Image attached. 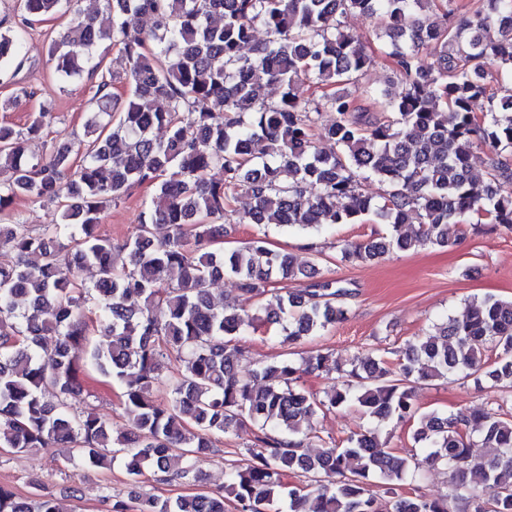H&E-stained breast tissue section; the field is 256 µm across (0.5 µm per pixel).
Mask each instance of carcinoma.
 I'll return each mask as SVG.
<instances>
[{"label":"carcinoma","mask_w":512,"mask_h":512,"mask_svg":"<svg viewBox=\"0 0 512 512\" xmlns=\"http://www.w3.org/2000/svg\"><path fill=\"white\" fill-rule=\"evenodd\" d=\"M78 2L19 0L22 23L0 29L7 77L22 65L28 27L69 13V27L49 44L54 77L66 85L98 76L87 87L82 140L61 138L34 160L23 142L53 120L50 110L23 128L0 123V212L25 196L57 203L64 220L37 231L19 220L0 224V246L15 257L0 266V448H67L81 465L105 468L117 445L133 482L146 470L197 481L196 464L215 452L216 437L250 422L254 444L226 485L237 512L282 500L288 512H485L487 501L491 512H512V401L448 416L421 412L414 400L415 384L448 377L512 390V299L465 302L461 315L408 342L396 371L373 354L337 360L312 351L243 374L231 347L257 322L300 345L346 314L349 292L317 278L321 252L297 263L270 247L271 226L320 234L367 218L388 225L382 237L341 248L342 259L361 262L447 247L470 212L486 218L479 230H512V193H503L512 185V96L495 97L487 81L490 66L512 80V0H482L453 28L432 19L438 0H106L103 18ZM356 13L377 20L383 61L402 77L401 91L360 86L375 56L342 30ZM144 15L153 28L140 25ZM259 26L262 42L254 41ZM107 40L128 64L122 75L106 65ZM117 83L124 92H109ZM324 112L334 117L323 126ZM486 160L488 177L477 181L471 172ZM368 180L380 194L364 190ZM144 184L154 192L142 222L117 246L100 232L102 215ZM240 195L251 200L243 212L233 207ZM415 217L417 234L402 233ZM209 218L256 231L239 248L215 249L224 225ZM88 266L92 282L71 277ZM226 275L261 299L258 312L213 304L210 287ZM288 281L297 287H272ZM19 297L28 299L22 312ZM172 360L182 369L166 378ZM91 370L122 386L132 431L115 437L100 414L69 412ZM316 372L338 375L322 398L297 385ZM161 386L165 401L155 395ZM352 405L373 426L306 453L318 415ZM392 422L413 427L405 457L381 440ZM420 452L449 471L454 493L420 491ZM290 474H311L316 484L284 481ZM0 512L59 508L49 494L22 497L0 485ZM109 512L226 508L224 495L204 492L114 499Z\"/></svg>","instance_id":"carcinoma-1"}]
</instances>
